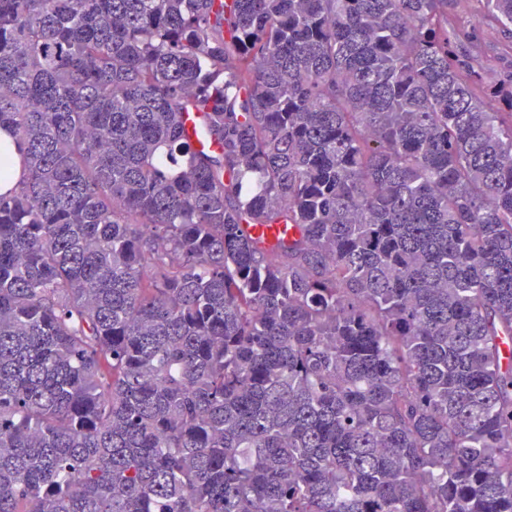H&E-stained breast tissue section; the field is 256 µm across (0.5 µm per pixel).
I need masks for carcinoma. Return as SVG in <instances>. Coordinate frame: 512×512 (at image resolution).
I'll use <instances>...</instances> for the list:
<instances>
[{
    "label": "carcinoma",
    "mask_w": 512,
    "mask_h": 512,
    "mask_svg": "<svg viewBox=\"0 0 512 512\" xmlns=\"http://www.w3.org/2000/svg\"><path fill=\"white\" fill-rule=\"evenodd\" d=\"M462 2L0 0V512H512Z\"/></svg>",
    "instance_id": "1"
}]
</instances>
